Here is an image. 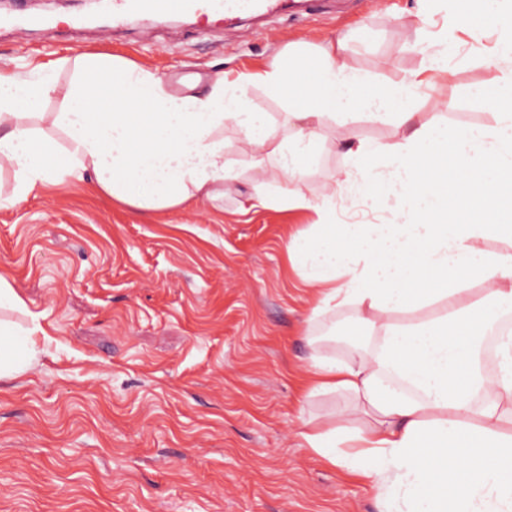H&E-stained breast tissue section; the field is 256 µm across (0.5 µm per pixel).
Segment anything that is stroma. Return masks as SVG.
<instances>
[{"instance_id":"1","label":"stroma","mask_w":512,"mask_h":512,"mask_svg":"<svg viewBox=\"0 0 512 512\" xmlns=\"http://www.w3.org/2000/svg\"><path fill=\"white\" fill-rule=\"evenodd\" d=\"M54 14L53 30L0 27V73L36 75L62 58L119 57L156 71L176 94L209 91L218 74L257 70L292 41L348 37V65L378 93L418 71L428 52L412 23L428 0H288L276 19L236 25H72L86 0H24ZM485 32L435 75L412 103L416 124L493 125L498 78L483 63L500 23L483 0H462ZM245 97L277 136L288 132V97L262 85ZM393 147L396 118L325 120L299 178L305 203L241 210L246 196L276 194L271 157L224 131V161L238 175L222 199L145 212L90 183L65 182L0 207V273L44 330L31 367L0 380V512H379L376 492L306 448L301 419L333 425L352 399L305 398L313 355L370 350L352 306L311 318L290 246L309 233L324 182L350 162L342 132ZM343 332L346 343L331 340ZM319 337L310 346L307 336Z\"/></svg>"}]
</instances>
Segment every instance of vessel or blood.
Instances as JSON below:
<instances>
[{
    "label": "vessel or blood",
    "mask_w": 512,
    "mask_h": 512,
    "mask_svg": "<svg viewBox=\"0 0 512 512\" xmlns=\"http://www.w3.org/2000/svg\"><path fill=\"white\" fill-rule=\"evenodd\" d=\"M223 12L225 18L244 13L265 15L280 10L282 0H112V20L119 23L130 15L167 17L199 10L200 6Z\"/></svg>",
    "instance_id": "obj_1"
}]
</instances>
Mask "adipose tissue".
<instances>
[{
	"mask_svg": "<svg viewBox=\"0 0 512 512\" xmlns=\"http://www.w3.org/2000/svg\"><path fill=\"white\" fill-rule=\"evenodd\" d=\"M502 23L486 59L500 73L493 127L453 130L415 124L411 102L433 90L458 43L447 28L429 31L418 13L416 34L434 46L421 71L381 93L344 60V40L309 54L313 77L275 63L219 77L206 93L176 95L161 76L135 63L97 55L74 59L62 111L44 113L60 91L44 74L0 73V162L13 185L0 205L65 182L91 181L125 205L165 211L223 196L236 173L224 162V130L255 154L275 157L279 192L260 197L284 208L301 202L294 184L318 138L325 109L373 118L396 111L407 135L389 151L352 134L337 148L352 166L328 186L337 196L398 201L380 223L336 222L326 214L294 248L312 288V316L357 305L373 347L349 360L314 358L309 394L344 391L363 425L342 414L336 425L305 424L300 439L334 466L364 479L384 512H512V330L501 334L494 375L478 361L487 329L512 312V0H490ZM292 43L288 57L300 61ZM260 84L287 93L290 139L275 140L243 90ZM385 154L384 169L374 159ZM469 199L468 219L450 207ZM501 242L498 250L480 240ZM406 312L396 320L394 312ZM38 322L0 319V378L21 373L38 352Z\"/></svg>",
	"mask_w": 512,
	"mask_h": 512,
	"instance_id": "obj_1",
	"label": "adipose tissue"
}]
</instances>
